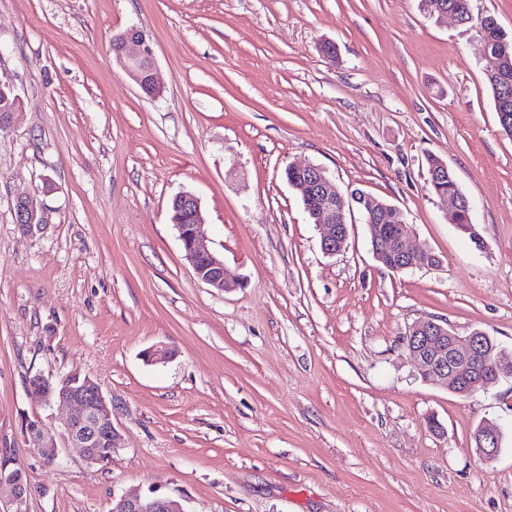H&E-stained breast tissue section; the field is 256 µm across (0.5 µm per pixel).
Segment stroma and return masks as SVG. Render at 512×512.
<instances>
[{"label": "stroma", "instance_id": "35a3bbf8", "mask_svg": "<svg viewBox=\"0 0 512 512\" xmlns=\"http://www.w3.org/2000/svg\"><path fill=\"white\" fill-rule=\"evenodd\" d=\"M133 26L162 97L112 54ZM492 66L421 0H0V80L22 101L0 129V461L25 470L27 512H112L151 489L186 512H512V378L458 396L402 342L433 318L512 351V137ZM430 155L483 249L430 190ZM309 163L401 209L440 265L383 269L355 210L346 249L324 254L284 178ZM182 192L227 290L184 258ZM23 195L42 210L30 231ZM157 344L172 357L146 363ZM38 374L100 384L111 465L29 444L27 420L62 414L29 393ZM486 418L502 428L489 461ZM439 160L440 159L436 156H430L427 158V173L429 177V185L435 194L441 190L444 194L441 193L439 194V196L441 198L448 199L451 202L453 208L451 220L452 223L455 224L457 228H459V225L461 224L458 223V216L463 213V209H468V201L465 197L466 195L461 192L457 180L454 176V173L450 169L448 173V166L444 162H442L441 167L431 169L433 165L439 163ZM446 177H448L446 181L442 183H437L435 186L430 181V178L433 182H438L440 179ZM457 191H459L460 193H457ZM449 192L453 194H448ZM14 216L16 223L25 228H31L43 221L37 199L33 196H23L16 200ZM502 430L499 424L483 421L475 432L476 450L487 460L494 459L500 449Z\"/></svg>", "mask_w": 512, "mask_h": 512}]
</instances>
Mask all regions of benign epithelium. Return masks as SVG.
I'll list each match as a JSON object with an SVG mask.
<instances>
[{"instance_id": "obj_1", "label": "benign epithelium", "mask_w": 512, "mask_h": 512, "mask_svg": "<svg viewBox=\"0 0 512 512\" xmlns=\"http://www.w3.org/2000/svg\"><path fill=\"white\" fill-rule=\"evenodd\" d=\"M119 45L118 63L125 74L148 96L163 94L164 88L155 72V50L146 33L131 27L115 37ZM135 46V52L125 53L126 47ZM21 111V101L13 87L0 81V128L14 122ZM293 169L306 173L309 193L316 196L318 208L312 217L324 230L321 248L327 255L343 251L348 240V225L344 212L347 200L358 204L366 215L371 229L374 257H396L402 268L421 266L420 257L428 250L413 247L410 242L411 227L401 225L389 231L378 224L380 213L386 204L367 193L355 190L347 195L336 189L326 170L314 164L295 165ZM452 205L451 220L458 224V216L468 209L466 197L460 193L440 194ZM16 223L30 228L42 221L37 199L23 196L14 207ZM171 221L178 231L185 259L195 276L217 290L227 286L224 260L210 247L200 232L205 222L200 202L191 193L174 197L171 205ZM403 341L417 366L422 379L443 385L460 396H469L487 384L503 377H512V353L487 335L473 333L459 336L433 319L412 324ZM28 390L48 406L58 405L66 409L60 424L52 428L39 421L26 428L29 441L40 449L49 460L57 458L58 443L79 448L83 460L89 466L112 462L115 450V427L112 421V403L104 395L100 385L92 378L74 380L57 389L52 379L42 374L28 382ZM502 430L492 421L482 422L476 432V450L480 456L491 460L500 449ZM11 489L10 508L7 512H27L29 484L23 469H13L0 474V487ZM113 512H185L180 502L168 496L130 493L120 496Z\"/></svg>"}]
</instances>
